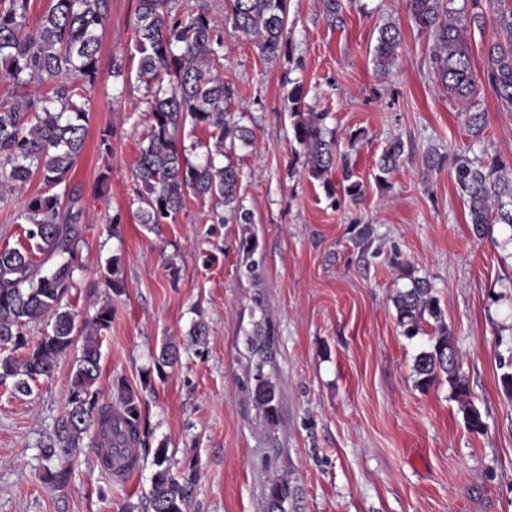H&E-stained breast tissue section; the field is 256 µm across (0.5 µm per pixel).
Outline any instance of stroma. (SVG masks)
Segmentation results:
<instances>
[{
	"label": "stroma",
	"mask_w": 512,
	"mask_h": 512,
	"mask_svg": "<svg viewBox=\"0 0 512 512\" xmlns=\"http://www.w3.org/2000/svg\"><path fill=\"white\" fill-rule=\"evenodd\" d=\"M198 3L224 39L231 110L254 133L232 155L251 221L208 223L213 202L191 196L157 230L140 224L134 170L152 92L136 76L137 0H110L86 143L71 174L86 230L69 303L83 321L111 302L99 397L114 403L121 382L143 391L144 442L128 479L100 469L86 444L65 484L45 482L44 449L74 358L59 359L30 393L0 383V512H144L163 443L172 474L189 482L186 512H512V398L500 383L512 362V227L476 231L450 165L425 164L428 152L469 141L463 110L435 87L426 36L403 0H287L282 51L266 61L233 29L227 0ZM389 23L402 44L382 75L373 50ZM116 58L128 79L112 77ZM297 90L307 107L327 112L362 200L343 194L341 169L330 190L307 175L289 112ZM476 102L487 117L483 147L512 164V112L487 89ZM105 128L108 157L98 151ZM393 138L404 153L380 183L376 161ZM104 171L105 190L94 195ZM41 187L33 175L0 202V248L27 247L17 215ZM114 255L125 288L112 296L100 269ZM416 278L435 288L482 432L468 428L447 383L425 391L415 383L414 358L432 331L403 336L393 298ZM197 320L207 336L193 345ZM257 322L272 341L265 370L281 384L272 426L247 390L245 336ZM167 339L180 360L160 369L154 355Z\"/></svg>",
	"instance_id": "obj_1"
}]
</instances>
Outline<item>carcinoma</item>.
Wrapping results in <instances>:
<instances>
[{
  "instance_id": "obj_1",
  "label": "carcinoma",
  "mask_w": 512,
  "mask_h": 512,
  "mask_svg": "<svg viewBox=\"0 0 512 512\" xmlns=\"http://www.w3.org/2000/svg\"><path fill=\"white\" fill-rule=\"evenodd\" d=\"M494 8L497 35L484 46V67L475 70L470 39L472 27L482 29L481 2ZM133 26L139 54L137 77L147 84L169 77L170 88L158 87L148 101L151 125L134 172L141 189L139 222L150 231L180 212L189 195L216 200L213 211L218 224H249V213L239 201L241 172L233 162L216 163L212 156L190 162L182 149L186 124L205 128L215 141L217 154L236 143L253 141L251 129L234 120L229 106L234 97L224 81L222 38L216 34L198 0H181L173 12L170 0H137ZM233 28L256 40L260 55L272 61L281 52L286 23V0H229ZM418 31L431 44L429 63L438 90L467 104V130L471 144L452 155L429 154L427 164L440 167L450 160L455 180L467 202L471 224H506L512 228V173L497 158L485 163L470 157L472 144L483 138L485 113L476 109L475 97L483 88L494 94L506 112H512V7L501 0H406ZM30 0H0V78L15 92L0 102V198L23 188L34 173L42 177V189L29 196L18 219L30 248L0 249V380L15 379V389L32 391L41 377H51L59 358L74 348V333L82 332L70 380L65 413L51 440L46 459L57 460L56 469L46 468L45 478L63 483L70 474L69 458L80 448L87 432H93L92 447L127 448L142 444L143 394L120 383L116 405L100 403L95 385L101 375L102 336L112 324V305L106 303L95 316L77 327L76 314L64 304L75 288L76 249L86 225L82 224V195L65 186L83 151L89 125L92 96L98 78L99 31L108 13V0H53L36 28L29 25ZM400 29L381 28L374 47L376 70L386 74L398 58ZM50 82L52 89L43 92ZM293 139L307 157V174L325 179L336 163V140L325 127V112L305 110L301 93L289 98ZM404 152L399 140L388 143L377 162L380 174L390 173ZM342 191L353 202L363 194L354 178L353 166L342 168ZM121 258L108 259L100 270L105 288L119 293ZM398 324L403 335L413 338L423 325L433 323L427 348L414 358L417 386L425 390L439 378L448 382L459 399L469 395L468 382L458 364L448 362V345L455 343L434 288L425 278L394 297ZM48 320L51 331L28 345L24 329ZM246 345L257 357L250 389L257 409L268 423L277 420L280 385L264 371L268 341L259 330L246 336ZM25 349L16 357L13 352ZM176 344L166 341L155 357L158 368L178 361ZM156 467L146 496L147 512H186L187 488L170 473L168 448L155 449Z\"/></svg>"
}]
</instances>
